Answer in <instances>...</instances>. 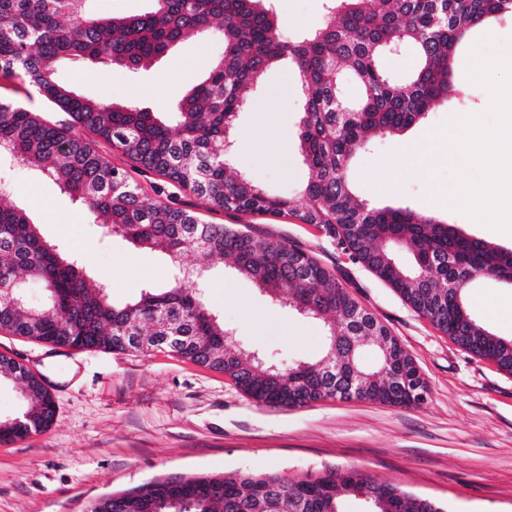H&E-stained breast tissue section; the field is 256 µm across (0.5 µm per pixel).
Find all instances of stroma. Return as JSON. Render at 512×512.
Masks as SVG:
<instances>
[{
    "label": "stroma",
    "instance_id": "1",
    "mask_svg": "<svg viewBox=\"0 0 512 512\" xmlns=\"http://www.w3.org/2000/svg\"><path fill=\"white\" fill-rule=\"evenodd\" d=\"M271 6L291 39L324 20V0H271ZM489 33L511 37L512 19L480 26L459 47L453 70L460 94L435 104L422 122L401 134L373 138L352 160L348 177L371 205L407 206L510 249L512 236L438 203L430 179L444 157L430 149L428 135L450 116L480 113L488 105L487 92L467 80L465 66L471 43ZM219 51L206 36L191 34L146 70L66 63L58 78L85 95L132 102L164 119L201 81L205 61ZM295 82L285 67L269 69L237 119L235 168L277 196L298 195L308 176L296 145L303 95H282L284 86ZM0 99L52 122L69 120L11 76L0 75ZM84 137L148 196H161L208 223L246 224L257 234L287 239L311 252L391 330L420 369L428 394L415 408L325 400L275 409L243 395L222 373L163 352H61L0 332V353L21 357L52 387L55 404L49 429L0 442V512H86L100 496L180 475L278 472L299 479L333 468L361 470L448 512H512V374L463 350L313 225L208 209L202 199L140 168L94 133ZM6 167L13 198L42 236L78 257L114 304L139 296L144 285L169 284L173 261L166 251L137 249L122 238L102 236L53 180L17 161ZM467 302L482 326L512 339V325L496 318L512 307V287L478 279L467 291ZM206 304L237 345L276 363L311 359L322 347L319 324L270 302L232 264L214 269Z\"/></svg>",
    "mask_w": 512,
    "mask_h": 512
}]
</instances>
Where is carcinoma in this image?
<instances>
[{
  "label": "carcinoma",
  "instance_id": "carcinoma-1",
  "mask_svg": "<svg viewBox=\"0 0 512 512\" xmlns=\"http://www.w3.org/2000/svg\"><path fill=\"white\" fill-rule=\"evenodd\" d=\"M92 0H0V72L27 82L68 113L72 124L42 119L0 101V158L17 160L57 181L108 236L140 248L164 246L181 267L168 287L148 286L115 305L92 286L83 265L41 236L26 211L0 194V331L71 349L120 354L167 351L228 377L246 396L271 408H301L346 394L381 404L416 407L427 383L395 337L355 318L363 308L310 252L271 241L235 224H208L195 213L147 196L83 136L87 129L112 150L133 158L214 210L291 216L322 233L393 288L417 314L468 353L512 374V339L483 328L465 304L476 277L512 285V249L468 235L453 224L405 206L377 208L352 190L346 169L368 135H396L423 120L430 106L457 92L458 47L491 19L512 18V0H328L323 24L297 41L286 39L263 0H149L133 15L99 14ZM190 33L223 44L206 77L173 113L169 125L134 103L82 95L62 84L68 61L99 68H148ZM394 47L413 51L417 68L404 78L382 64ZM285 61L296 69L306 108L298 144L309 177L301 200L273 196L231 172L225 133H234L245 93L264 71ZM360 88L344 95V82ZM410 258L401 263L397 254ZM230 260L274 301L323 323L324 349L288 368L242 350L203 296L207 272ZM31 280L46 292L39 308L20 288ZM377 351L376 368L359 363ZM18 382L28 409L0 420V438L44 430L54 417L45 387L13 358L0 354V383ZM347 495L366 512H444L443 506L349 468L290 479L277 473L175 476L122 492L112 512H342Z\"/></svg>",
  "mask_w": 512,
  "mask_h": 512
}]
</instances>
